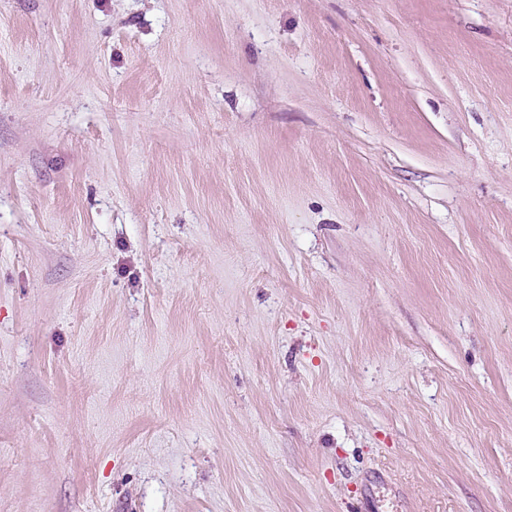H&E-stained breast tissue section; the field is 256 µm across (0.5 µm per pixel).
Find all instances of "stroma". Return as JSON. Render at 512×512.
Listing matches in <instances>:
<instances>
[{"instance_id": "obj_1", "label": "stroma", "mask_w": 512, "mask_h": 512, "mask_svg": "<svg viewBox=\"0 0 512 512\" xmlns=\"http://www.w3.org/2000/svg\"><path fill=\"white\" fill-rule=\"evenodd\" d=\"M0 512H512V0H0Z\"/></svg>"}]
</instances>
